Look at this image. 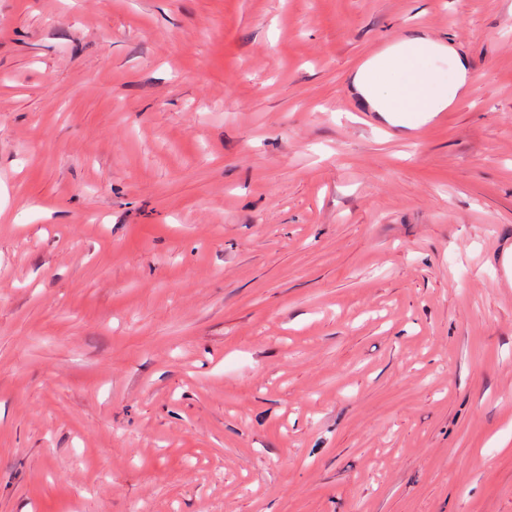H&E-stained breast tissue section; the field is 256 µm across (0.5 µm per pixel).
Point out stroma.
<instances>
[{"mask_svg": "<svg viewBox=\"0 0 512 512\" xmlns=\"http://www.w3.org/2000/svg\"><path fill=\"white\" fill-rule=\"evenodd\" d=\"M504 275L512 0H0V512H512ZM442 55L455 59L448 77L427 66L428 60ZM472 82L468 61L460 58L452 46L415 31L361 65L351 76L349 89L363 107L380 113L393 125L411 130L453 105L470 90Z\"/></svg>", "mask_w": 512, "mask_h": 512, "instance_id": "1", "label": "stroma"}]
</instances>
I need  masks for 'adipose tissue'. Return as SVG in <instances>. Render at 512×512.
<instances>
[{"instance_id":"1","label":"adipose tissue","mask_w":512,"mask_h":512,"mask_svg":"<svg viewBox=\"0 0 512 512\" xmlns=\"http://www.w3.org/2000/svg\"><path fill=\"white\" fill-rule=\"evenodd\" d=\"M452 46L421 32L361 65L349 85L361 105L389 123L414 129L449 108L473 82L468 61L457 59L448 76L427 65L436 56L453 55Z\"/></svg>"}]
</instances>
